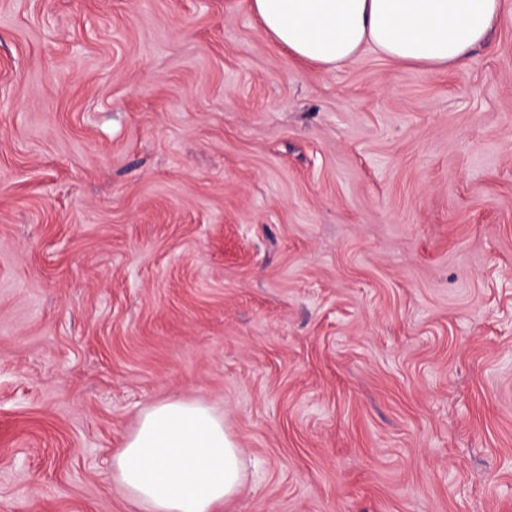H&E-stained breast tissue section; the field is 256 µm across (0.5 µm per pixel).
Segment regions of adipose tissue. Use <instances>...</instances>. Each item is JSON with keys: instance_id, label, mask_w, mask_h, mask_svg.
<instances>
[{"instance_id": "ef3b65f1", "label": "adipose tissue", "mask_w": 512, "mask_h": 512, "mask_svg": "<svg viewBox=\"0 0 512 512\" xmlns=\"http://www.w3.org/2000/svg\"><path fill=\"white\" fill-rule=\"evenodd\" d=\"M506 0H251L263 33L290 56L332 70L366 45L394 61L463 64ZM112 476L141 512H224L243 483L241 451L209 406L147 407L112 456Z\"/></svg>"}]
</instances>
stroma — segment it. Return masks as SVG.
<instances>
[{"instance_id":"stroma-1","label":"stroma","mask_w":512,"mask_h":512,"mask_svg":"<svg viewBox=\"0 0 512 512\" xmlns=\"http://www.w3.org/2000/svg\"><path fill=\"white\" fill-rule=\"evenodd\" d=\"M168 397L224 512H512V11L327 71L248 0H0V512H139ZM112 476L145 512H223L243 484L241 451L209 406L164 399L113 454Z\"/></svg>"}]
</instances>
